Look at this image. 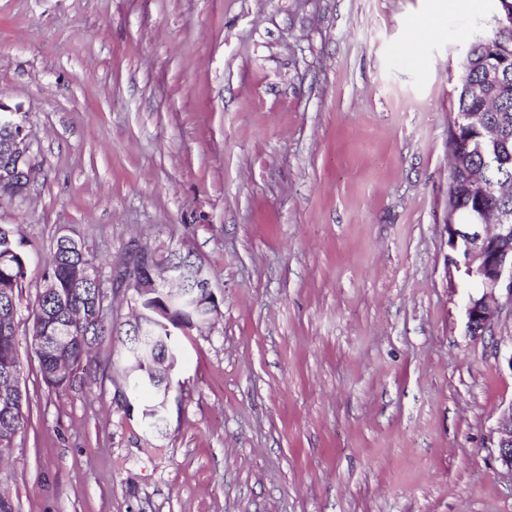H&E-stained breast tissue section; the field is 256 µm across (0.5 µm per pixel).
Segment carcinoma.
Wrapping results in <instances>:
<instances>
[{"label":"carcinoma","mask_w":512,"mask_h":512,"mask_svg":"<svg viewBox=\"0 0 512 512\" xmlns=\"http://www.w3.org/2000/svg\"><path fill=\"white\" fill-rule=\"evenodd\" d=\"M489 24L488 35L469 44L455 86L456 115L480 112L486 123L461 122L448 127L452 158L448 217L457 222L479 213L494 223L504 212L512 221V195L501 193L504 184L512 187V0H500ZM23 246L18 226L0 224V388L4 389L9 388L13 376L23 377L16 320V297L28 274ZM90 265H94V257L87 246L67 235L56 239L43 265L41 274L50 276L55 288L36 297L28 329L42 382L59 392L83 388L92 370L91 351L110 337L119 342L117 362L126 368L127 389L136 396L149 390L161 398L166 381L153 374L151 363L168 350L176 351V344L168 342L167 332L151 311L144 317L149 329L143 336L114 333L107 312L97 314L96 283L76 276ZM64 326L75 330V338L56 346L54 337ZM62 361L85 368V376L59 372L57 366ZM26 403L24 393L11 410L0 406V448L15 447L17 436L27 426Z\"/></svg>","instance_id":"carcinoma-1"}]
</instances>
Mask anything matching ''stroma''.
I'll use <instances>...</instances> for the list:
<instances>
[{
	"instance_id": "obj_1",
	"label": "stroma",
	"mask_w": 512,
	"mask_h": 512,
	"mask_svg": "<svg viewBox=\"0 0 512 512\" xmlns=\"http://www.w3.org/2000/svg\"><path fill=\"white\" fill-rule=\"evenodd\" d=\"M0 0V101L35 177L27 321L62 235L102 281L130 240L193 249L220 313L180 338L163 434L112 403L111 343L29 405L15 512H512L494 429L512 309L470 335L447 265L457 50L490 0Z\"/></svg>"
}]
</instances>
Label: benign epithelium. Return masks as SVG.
Wrapping results in <instances>:
<instances>
[{"instance_id": "7a95c632", "label": "benign epithelium", "mask_w": 512, "mask_h": 512, "mask_svg": "<svg viewBox=\"0 0 512 512\" xmlns=\"http://www.w3.org/2000/svg\"><path fill=\"white\" fill-rule=\"evenodd\" d=\"M19 108L0 101V126L7 127L9 139L0 143L1 195H10L14 185L29 187L35 170L27 164L30 135L15 122ZM448 247L454 253L452 263L470 280L479 284L481 292L468 296L465 303L466 327L473 336L492 332L497 324L499 299L512 302V248L495 252L488 250L493 240L512 241V224H495L486 228L483 219L469 224H446ZM135 311H142L144 299L162 293L174 299L179 313L198 318V323H210L219 314L217 296L204 269L188 268L174 263L165 265L161 277L153 272L142 273L136 267L127 270L120 287ZM497 458L512 471V403L502 411L495 429Z\"/></svg>"}]
</instances>
